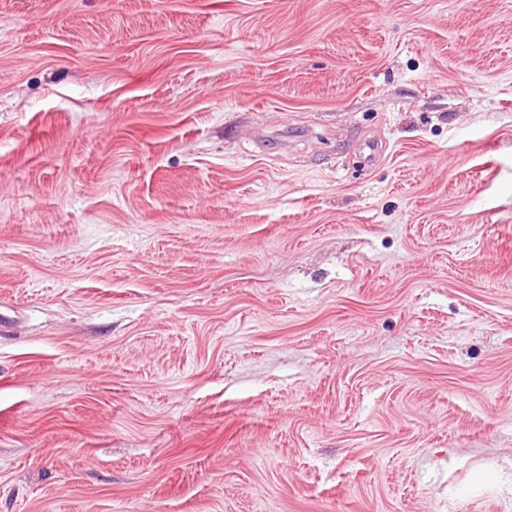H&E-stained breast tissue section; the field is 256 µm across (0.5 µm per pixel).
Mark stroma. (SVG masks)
Listing matches in <instances>:
<instances>
[{
	"label": "stroma",
	"mask_w": 512,
	"mask_h": 512,
	"mask_svg": "<svg viewBox=\"0 0 512 512\" xmlns=\"http://www.w3.org/2000/svg\"><path fill=\"white\" fill-rule=\"evenodd\" d=\"M0 512H512V0H0Z\"/></svg>",
	"instance_id": "35a3bbf8"
}]
</instances>
